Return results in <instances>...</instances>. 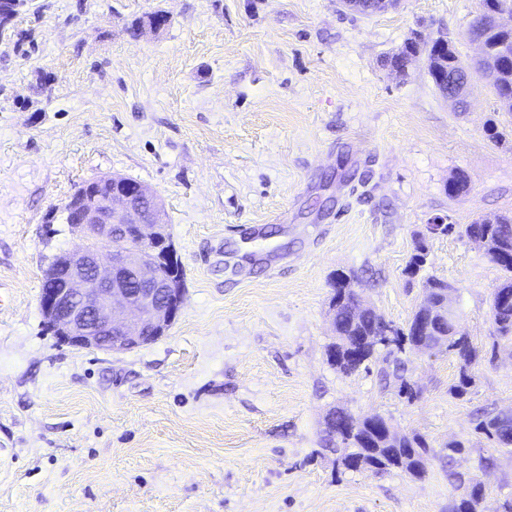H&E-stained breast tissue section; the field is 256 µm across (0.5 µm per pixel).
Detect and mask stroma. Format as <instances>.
<instances>
[{"label": "stroma", "mask_w": 512, "mask_h": 512, "mask_svg": "<svg viewBox=\"0 0 512 512\" xmlns=\"http://www.w3.org/2000/svg\"><path fill=\"white\" fill-rule=\"evenodd\" d=\"M480 11L33 0L0 36V512H448L473 480L479 512H502L512 453L476 425L512 410V346L493 342L503 273L483 250L456 233L426 241L424 273L453 288L473 364L405 351L421 390L409 402L380 376L385 349L352 376L326 355L338 273L405 326L424 298L404 273L423 225L512 214V112L487 82L459 110L425 58L403 77L385 65L414 33L476 61ZM157 12L163 30L129 34ZM459 172L469 188L448 196ZM103 175L156 190L185 273L166 335L122 353L60 344L39 309L45 269L79 246L64 208ZM334 407L422 435L425 477L337 469L320 438ZM453 440L466 450L449 469Z\"/></svg>", "instance_id": "obj_1"}]
</instances>
